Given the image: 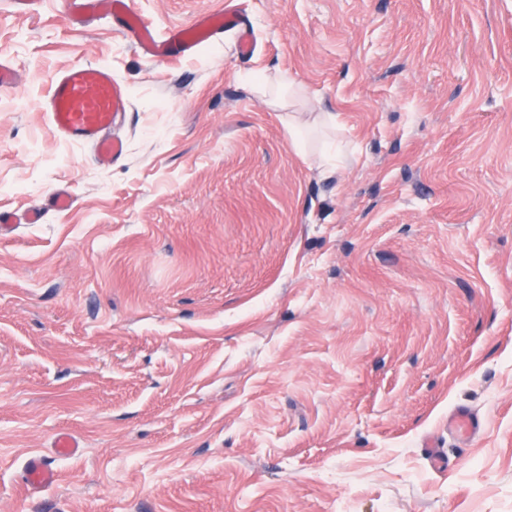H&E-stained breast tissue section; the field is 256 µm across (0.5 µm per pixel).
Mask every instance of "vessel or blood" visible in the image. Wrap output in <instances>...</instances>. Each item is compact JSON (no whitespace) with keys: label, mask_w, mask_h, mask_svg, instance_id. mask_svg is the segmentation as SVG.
Returning a JSON list of instances; mask_svg holds the SVG:
<instances>
[{"label":"vessel or blood","mask_w":512,"mask_h":512,"mask_svg":"<svg viewBox=\"0 0 512 512\" xmlns=\"http://www.w3.org/2000/svg\"><path fill=\"white\" fill-rule=\"evenodd\" d=\"M113 14L127 19V28L140 48L154 56H164L171 50L192 54L194 42L186 29L172 28L164 40H156L139 16L131 9L129 0H111ZM197 31L221 34L222 30L237 32V49L250 54L253 43L250 30L235 9H225L219 15L201 17ZM127 109V96L123 86L111 73L99 64H76L57 74L46 99L45 110L53 132L65 140L91 144L98 156L113 161L123 157V140L112 137L111 129L118 117ZM448 429L460 436L475 435L480 421L463 408L448 415ZM59 472L48 457L39 456L28 460L24 470L26 490L35 491L55 484Z\"/></svg>","instance_id":"vessel-or-blood-1"}]
</instances>
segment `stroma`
<instances>
[{
	"label": "stroma",
	"instance_id": "obj_1",
	"mask_svg": "<svg viewBox=\"0 0 512 512\" xmlns=\"http://www.w3.org/2000/svg\"><path fill=\"white\" fill-rule=\"evenodd\" d=\"M235 3L252 55L158 59L0 0V209L43 214L0 237V512H512V0ZM130 6L161 38L225 0ZM79 63L127 89L119 161L49 126ZM280 75L336 116L302 148ZM480 430V421L469 411L457 408L448 414V431L460 436H472ZM59 480L57 468L46 456L31 457L25 465L24 485L27 491H36Z\"/></svg>",
	"mask_w": 512,
	"mask_h": 512
}]
</instances>
